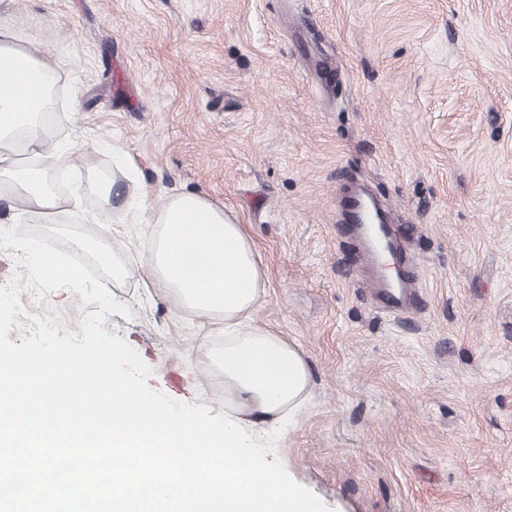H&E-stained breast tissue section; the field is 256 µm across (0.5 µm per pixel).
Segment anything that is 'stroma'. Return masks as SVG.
<instances>
[{
	"label": "stroma",
	"mask_w": 512,
	"mask_h": 512,
	"mask_svg": "<svg viewBox=\"0 0 512 512\" xmlns=\"http://www.w3.org/2000/svg\"><path fill=\"white\" fill-rule=\"evenodd\" d=\"M60 67L57 185L134 165L131 194L193 188L243 224L267 281L255 323L303 353L304 410L272 451L333 512H512V0H14ZM82 108L70 112V95ZM108 141L113 152L97 151ZM366 186L418 278L379 308L339 196ZM112 234L130 316L104 328L148 385L227 412L206 352L222 327L145 287L149 227L80 201ZM80 333L79 294L37 298ZM183 382L171 392L167 370Z\"/></svg>",
	"instance_id": "stroma-1"
}]
</instances>
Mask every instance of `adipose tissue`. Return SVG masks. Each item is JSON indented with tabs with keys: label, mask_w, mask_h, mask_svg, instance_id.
<instances>
[{
	"label": "adipose tissue",
	"mask_w": 512,
	"mask_h": 512,
	"mask_svg": "<svg viewBox=\"0 0 512 512\" xmlns=\"http://www.w3.org/2000/svg\"><path fill=\"white\" fill-rule=\"evenodd\" d=\"M8 0H0V195L22 201L36 224H66L80 192L109 206L120 178L92 176L80 192L54 182L67 148L50 141L44 119L55 108L57 68L37 36L18 38ZM125 209L150 227L147 287L166 290L177 309L223 326L224 345L212 360L224 374L232 418L246 432L274 429L304 405L310 374L302 353L270 328L252 324L265 294L264 273L243 225L196 191L129 196Z\"/></svg>",
	"instance_id": "1"
}]
</instances>
